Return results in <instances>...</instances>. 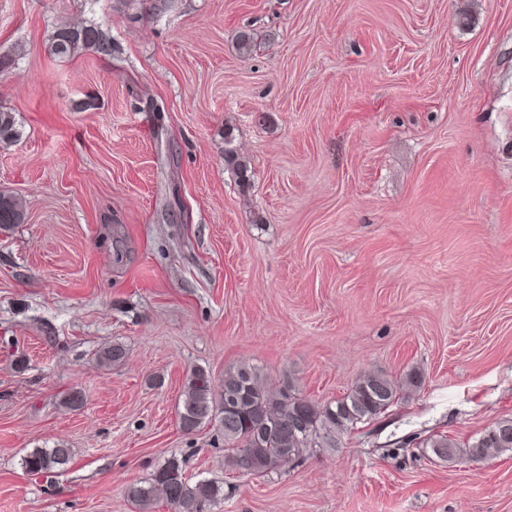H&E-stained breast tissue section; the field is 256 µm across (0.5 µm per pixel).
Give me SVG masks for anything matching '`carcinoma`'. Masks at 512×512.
<instances>
[{"instance_id": "obj_1", "label": "carcinoma", "mask_w": 512, "mask_h": 512, "mask_svg": "<svg viewBox=\"0 0 512 512\" xmlns=\"http://www.w3.org/2000/svg\"><path fill=\"white\" fill-rule=\"evenodd\" d=\"M50 52L60 58L84 52L112 54V41L95 23L58 28L49 40ZM16 135L15 115L0 106V142ZM225 162L232 165L238 178L247 181L249 167L235 150L224 149ZM23 200L0 192V229L25 221ZM123 345L114 343L98 355L103 365L121 362ZM397 382L373 374L360 379L349 394L333 403H314L294 389L281 388L270 393L260 370L241 363L224 371L220 383L207 370H190L183 383L178 424L185 434H193L217 422L224 434V465L236 469V458L249 456L248 473H271L288 462L303 457L310 448L333 449L345 434L383 413L399 397ZM512 419H504L486 428L465 447H458L448 436L430 437L426 445L442 457L465 455L479 461L494 453L512 451ZM72 460V449L61 443L51 448H35L22 458V467L33 474L50 475L62 471ZM128 497L142 512H150L154 502L163 499L172 512H211L224 499V483L194 481L186 476L183 462L173 457L158 467L150 481L134 484Z\"/></svg>"}]
</instances>
